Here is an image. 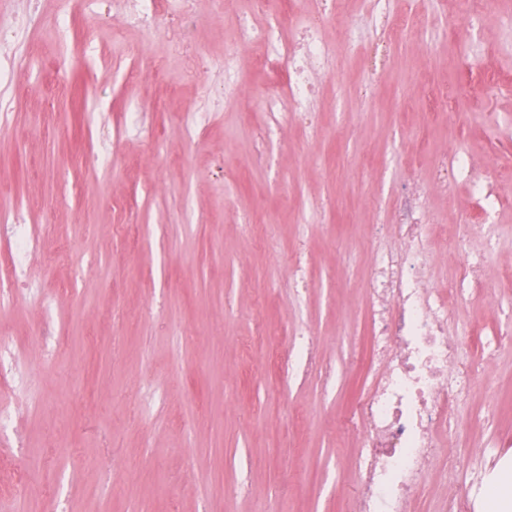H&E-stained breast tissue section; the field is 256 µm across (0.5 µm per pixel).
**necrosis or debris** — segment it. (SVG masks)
<instances>
[{
    "label": "necrosis or debris",
    "mask_w": 512,
    "mask_h": 512,
    "mask_svg": "<svg viewBox=\"0 0 512 512\" xmlns=\"http://www.w3.org/2000/svg\"><path fill=\"white\" fill-rule=\"evenodd\" d=\"M119 2L118 21L112 25L114 39H122L129 29L140 31L147 43L163 34L175 40L188 59L202 57L191 36L195 0ZM212 2L217 13L237 11L235 0ZM403 4L402 15L385 18L376 38L331 40L324 29L339 18L336 0H248L247 9L237 11L234 36L224 44L220 60L224 85L213 104L242 94V60L258 48L264 61L288 71L278 90L259 99L267 128L299 122L310 138L320 137L311 119L314 103L323 79L334 77L338 63L355 54L363 60L359 94L366 100L397 47L422 40V26L413 23L424 14L421 0H403ZM457 14L470 31L492 25L512 32V11L503 9L501 0H459ZM49 23L57 45L67 50L79 45L82 61H98V47L92 39L80 38L68 6H61ZM158 135V126L146 122L141 107L134 106L124 112L108 140L98 141L96 154L108 162L111 145ZM434 166L435 191L447 192L449 182L468 178L477 193L491 196L489 177L474 175L464 144L449 153L436 152ZM499 233V224L491 220L464 231L453 247L466 280L439 288L432 255L424 249L432 234L425 192H399L392 223L378 220L365 229L367 238L395 239L400 247L380 252L365 282L367 377L344 416L348 430L356 432L360 442L348 512H408L424 471L432 465L441 482L458 487L441 512H480L487 486L512 470V454L494 446L480 445L467 456L450 446L461 434L457 413L474 380L493 361L495 348L494 342H487L480 362L465 359L453 313L471 298L470 287L480 282L485 258L495 250ZM35 237L34 226L19 215L0 214V239L9 247L14 272L28 267Z\"/></svg>",
    "instance_id": "necrosis-or-debris-1"
}]
</instances>
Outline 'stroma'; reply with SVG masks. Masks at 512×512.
<instances>
[{
    "mask_svg": "<svg viewBox=\"0 0 512 512\" xmlns=\"http://www.w3.org/2000/svg\"><path fill=\"white\" fill-rule=\"evenodd\" d=\"M424 8L431 52L410 44L397 62L434 65L455 120L410 103L409 81L396 75L372 104L348 98L349 124L333 92L320 95L317 140L295 123L262 139L264 114L231 101L196 144L184 141L179 117L223 82L219 61L235 25L211 15L209 0H197L192 29L203 61L161 38L131 58L138 33L113 47L110 29L82 13L76 23L102 58L63 68L48 31H31L22 47L29 73L0 87L12 108L0 136V211L23 207L41 232L34 286L0 305V336L36 401L18 404L0 429V486L20 469L29 479L27 497L0 500V512H344L356 437L340 420L365 379L351 352L366 346L363 280L375 258L361 229L374 220L373 190L429 187L433 154L452 136L474 167L497 166L500 244L475 301L459 311L478 334L469 352L480 356L483 337L512 313V277L502 275L512 268V95L488 96L480 71L512 80V44L486 29L479 57L444 68L457 48L444 22L451 4ZM158 57L165 81L121 80L119 69L146 70ZM51 98L58 109L48 125ZM133 101L161 106V140L126 143L108 170L75 163L90 143L83 114L110 127ZM266 146L272 168L252 166ZM450 192L430 196L435 241L448 245L436 269L443 287L463 276L453 248L462 220L479 216L466 183ZM115 199L138 221L133 242L113 232ZM315 203L321 222L304 223ZM248 219L272 225L275 249L241 235ZM295 258L309 281L300 290L280 280ZM259 323L309 329L316 368L286 382L268 362L273 347L255 334ZM459 418L473 442L512 449V346L475 383ZM135 459L142 469L130 481L123 468Z\"/></svg>",
    "mask_w": 512,
    "mask_h": 512,
    "instance_id": "obj_1",
    "label": "stroma"
}]
</instances>
